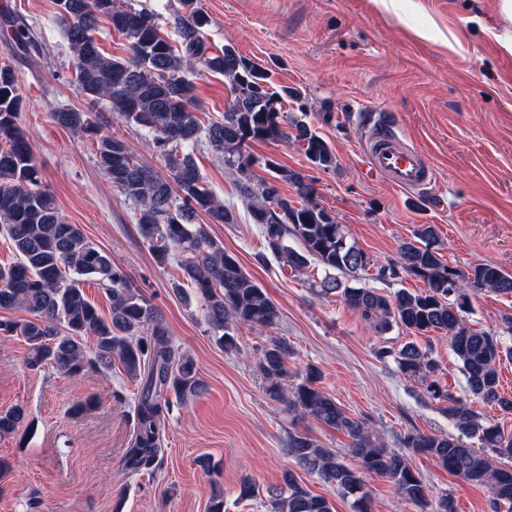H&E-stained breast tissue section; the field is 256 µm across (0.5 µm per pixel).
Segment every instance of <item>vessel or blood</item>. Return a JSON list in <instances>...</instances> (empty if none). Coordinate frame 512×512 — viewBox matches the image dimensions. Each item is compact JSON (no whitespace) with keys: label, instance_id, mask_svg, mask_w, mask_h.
<instances>
[{"label":"vessel or blood","instance_id":"1","mask_svg":"<svg viewBox=\"0 0 512 512\" xmlns=\"http://www.w3.org/2000/svg\"><path fill=\"white\" fill-rule=\"evenodd\" d=\"M367 154L371 170L395 188L415 191L435 179L434 170L423 152L403 145L393 133L374 132Z\"/></svg>","mask_w":512,"mask_h":512}]
</instances>
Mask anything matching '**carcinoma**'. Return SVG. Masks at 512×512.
<instances>
[{
  "label": "carcinoma",
  "mask_w": 512,
  "mask_h": 512,
  "mask_svg": "<svg viewBox=\"0 0 512 512\" xmlns=\"http://www.w3.org/2000/svg\"><path fill=\"white\" fill-rule=\"evenodd\" d=\"M195 2L182 0L176 47L160 33L151 15L123 8L117 0H54V19L73 51L74 81L88 108L104 104L114 119L142 128L165 156L167 173L135 160L126 143L103 132L87 112L61 109L52 113V119L95 140L98 166L133 204L139 236L158 264L178 258L217 342L233 351L236 328H273L280 311L239 260L211 237L206 225L196 222L202 214L213 224L231 219L193 161L194 149L203 143L223 155L240 193L252 201L253 223L262 227L267 249L282 266L294 274L305 273L313 262L321 266L324 276L315 282L317 293L341 298L381 335L399 324L413 334L444 331L461 365L467 392L511 413L512 399L502 394L497 364L512 360V345L495 333L474 329L466 315L474 291L512 297V273L490 264L475 265L467 272L449 268L438 252L435 226L423 224L414 238L400 244L399 262L377 267L375 279L394 280L404 272L422 279L425 289L400 288L388 297L374 288L347 286L339 280L338 272H369L370 258L349 240L345 225L315 202V188L302 174L271 158L259 161L246 151L250 142L288 136L278 103L286 97L299 100L300 92L288 86L279 92L267 89V73L231 45L219 54L208 53L204 33L208 18ZM102 20L125 40L128 56L112 58L101 51L95 33ZM197 64L223 75L234 94L222 118L207 126L201 124L194 86L186 77V71ZM22 108L18 76L12 67L1 65L0 230L17 260L0 269V310L20 309L29 317L0 319V336L22 337L31 370L47 365L76 379L92 366L108 371L116 365L127 378L142 381L136 427L122 459L125 471L137 474L149 469L162 451V426L171 405L168 393L185 402L199 396L205 385L194 358L174 347L158 313L113 264L110 253L94 245L80 225L69 224L60 215L54 196L42 185L33 146L19 125ZM293 126L295 139L302 142L312 165L322 170L336 166V154L323 137L303 121ZM258 162L271 179L255 178L252 167ZM280 181L295 188L296 198L280 193ZM291 236L300 247L289 245ZM91 280L106 286L107 317L88 299L84 285ZM376 354L394 358L404 374L425 383L430 400L446 403L441 411L458 436L414 430L400 439L404 451L385 448L364 419L348 415L334 397L316 386L313 368L307 369L300 383L288 387L292 351L286 341L276 338L257 360L267 395L297 416L339 430L349 439L348 456L343 457L310 434L296 432L288 435V455L301 469L351 498L353 512H369L363 481L367 473L387 478L403 499L422 512H457L453 498L446 494L428 498L422 477L408 465L414 454L430 455L448 473L488 486L491 512H512V468L495 464L499 455L512 456V431L482 418L470 404L451 395L435 379L441 365L431 350L408 342L395 351L382 347ZM25 419L21 406L1 410L0 438L16 433ZM464 437L477 440L483 451L464 444ZM284 481L287 488L268 491L270 512H333L325 497L313 494L293 473Z\"/></svg>",
  "instance_id": "obj_1"
}]
</instances>
